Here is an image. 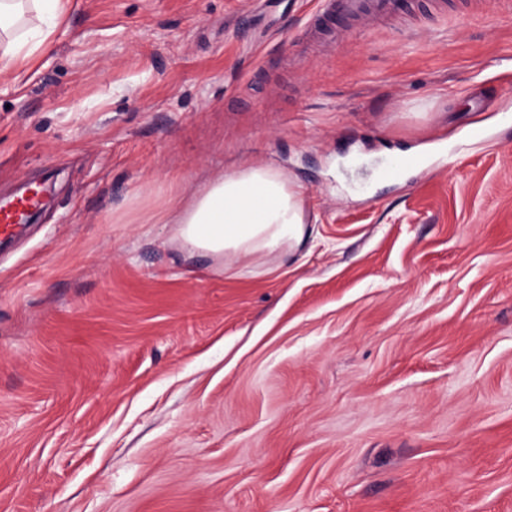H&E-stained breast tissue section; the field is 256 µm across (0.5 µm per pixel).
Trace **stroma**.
<instances>
[{
    "label": "stroma",
    "instance_id": "stroma-1",
    "mask_svg": "<svg viewBox=\"0 0 512 512\" xmlns=\"http://www.w3.org/2000/svg\"><path fill=\"white\" fill-rule=\"evenodd\" d=\"M405 3L70 0L0 80V512H512V5ZM258 161L288 262L146 222ZM401 0H319L313 20L324 22L320 34L331 33L341 17L367 21L399 10Z\"/></svg>",
    "mask_w": 512,
    "mask_h": 512
}]
</instances>
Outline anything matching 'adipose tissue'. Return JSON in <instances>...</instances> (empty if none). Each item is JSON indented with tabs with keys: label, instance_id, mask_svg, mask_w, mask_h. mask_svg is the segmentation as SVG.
<instances>
[{
	"label": "adipose tissue",
	"instance_id": "obj_1",
	"mask_svg": "<svg viewBox=\"0 0 512 512\" xmlns=\"http://www.w3.org/2000/svg\"><path fill=\"white\" fill-rule=\"evenodd\" d=\"M69 0H0V75L34 57L62 23ZM305 192L273 167L250 164L205 180L189 199L163 201L155 219L176 227L188 255L230 271L241 262L286 256L307 234Z\"/></svg>",
	"mask_w": 512,
	"mask_h": 512
}]
</instances>
